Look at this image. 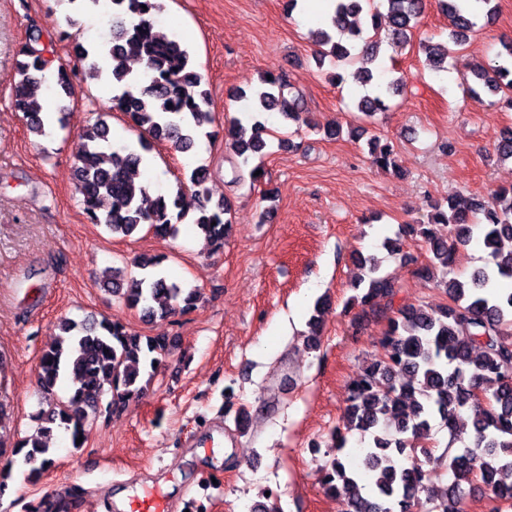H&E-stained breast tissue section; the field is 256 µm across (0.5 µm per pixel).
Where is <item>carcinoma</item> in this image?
<instances>
[{"label": "carcinoma", "mask_w": 512, "mask_h": 512, "mask_svg": "<svg viewBox=\"0 0 512 512\" xmlns=\"http://www.w3.org/2000/svg\"><path fill=\"white\" fill-rule=\"evenodd\" d=\"M448 16L450 32L444 44L419 43L429 68L445 69L446 59L470 43L479 30V19L463 9L461 0H437ZM111 38L90 48L72 42L71 56L80 65L84 79L106 76L120 93L112 108L122 112L142 133L189 152L200 139L212 137L206 127L213 122L208 90L196 70L188 49L160 31L154 15L157 0H111ZM425 8L424 0H335L326 26L314 32L318 49L316 64L334 66L362 59L361 80L374 78L369 65L379 54L378 33L385 26L397 44L410 42ZM492 65L474 72V78L489 91L512 93V39L500 42ZM18 63L19 80L13 88L15 107L23 112L26 127L36 137L49 135L47 118L38 96L55 85L60 96L76 94V72L58 62L53 39L43 41L42 29L30 26ZM110 61L108 69L100 59ZM291 84L282 71L264 74L259 84L239 88L234 97L251 100L254 111H278L295 124L304 122L302 98H287ZM403 84L392 81L377 95H365L357 110L366 118L390 109L389 97ZM111 128L97 118L78 134L73 177L81 203L93 224L113 234L130 236L143 226L154 234L170 237L186 218L204 234L215 249L224 247L231 229L228 201L211 202L206 182L210 172L201 165L190 175L194 205L185 203V192L150 198L147 187L136 184L142 151L112 149ZM269 131L260 121L251 134L238 121L224 128V139L235 156L234 183L255 184L262 176ZM373 163L395 173L400 171L393 146L377 145ZM406 230L422 237L430 253L429 263L418 274L440 277L438 287L448 303L428 310L405 307L388 319L383 357L372 361L354 380L349 392L345 430L330 435L329 459L319 470L324 493L342 499L348 512H415L423 502L429 512H464V485L478 482L488 491L489 512L512 508V287L493 288L497 280L512 281V186L490 198L472 197L461 205L447 200L432 205L430 213L408 224ZM490 249L494 268H477L463 281L451 276L457 246L474 233ZM159 257L136 262L139 273L112 276L104 290L124 305L149 319H165L195 308L200 289L184 288L168 279ZM393 295L389 278L377 274L376 265L351 301L374 307ZM63 337L40 358V390L54 394L60 380L70 379L73 391L36 416L37 427L19 441L14 455L28 466L27 479L37 481L53 464L50 457L55 428L70 432L73 447L86 435L89 418L96 414L105 396L107 408L117 409L142 395L171 354L172 342L164 335L140 336L125 331L117 320L93 315L81 321L60 323ZM472 416L474 447L450 455L458 440L456 424L462 410ZM448 429L447 452L436 457L428 447L434 423ZM370 435L372 443L363 458V472L346 466L340 456L347 434ZM447 460L454 480L450 487L433 493L427 466Z\"/></svg>", "instance_id": "1"}]
</instances>
